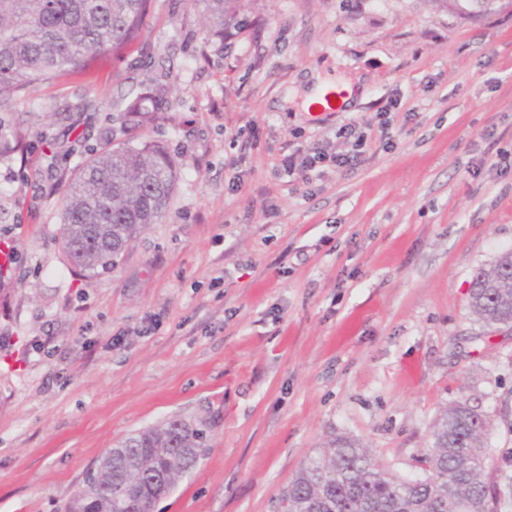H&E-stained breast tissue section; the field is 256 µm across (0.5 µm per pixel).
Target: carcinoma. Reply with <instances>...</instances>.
Here are the masks:
<instances>
[{"label":"carcinoma","instance_id":"obj_1","mask_svg":"<svg viewBox=\"0 0 512 512\" xmlns=\"http://www.w3.org/2000/svg\"><path fill=\"white\" fill-rule=\"evenodd\" d=\"M151 0H0V110L42 84L90 76L103 56L121 55L143 34ZM204 25L224 41L239 28L241 0H202ZM461 16L490 13L497 0H432ZM162 108L150 93L127 99V129L156 122ZM24 139L0 122V160ZM178 177L162 146L130 139L86 160L61 200V245L84 271L106 272L129 243L157 223ZM469 308L489 328H512V251L473 275ZM489 420L467 399L436 419L423 463L429 476L413 488L380 467L357 439L338 436L302 464L275 507L288 512H447L448 498L474 512H495L485 439ZM207 421L172 417L125 437L69 502L66 512H147L172 493L205 455Z\"/></svg>","mask_w":512,"mask_h":512}]
</instances>
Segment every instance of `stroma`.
Masks as SVG:
<instances>
[{"label": "stroma", "instance_id": "1", "mask_svg": "<svg viewBox=\"0 0 512 512\" xmlns=\"http://www.w3.org/2000/svg\"><path fill=\"white\" fill-rule=\"evenodd\" d=\"M192 0H153L143 38L94 75L43 84L1 115L29 133L0 161V512H66L87 472L172 416L209 449L154 512H273L337 435L425 477L437 415L469 399L496 512H512V331L469 283L512 249V7L477 19L431 0H243L210 42ZM353 104L301 108L311 75ZM164 112L139 138L177 158L170 206L107 272L75 268L58 200L126 140L124 96ZM392 126L379 132L381 120ZM358 163L289 170L349 149Z\"/></svg>", "mask_w": 512, "mask_h": 512}]
</instances>
